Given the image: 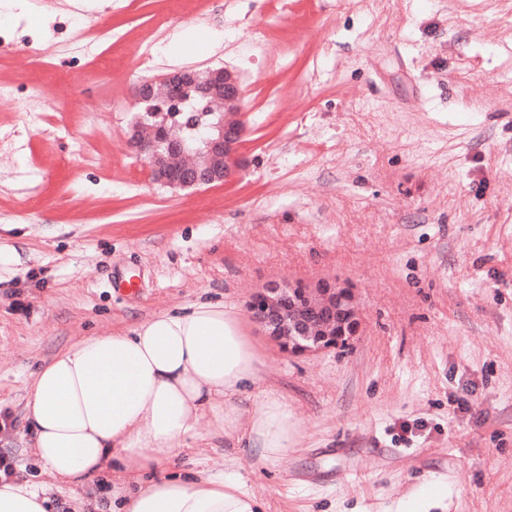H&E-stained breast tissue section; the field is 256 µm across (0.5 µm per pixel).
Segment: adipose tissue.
<instances>
[{"instance_id":"obj_1","label":"adipose tissue","mask_w":512,"mask_h":512,"mask_svg":"<svg viewBox=\"0 0 512 512\" xmlns=\"http://www.w3.org/2000/svg\"><path fill=\"white\" fill-rule=\"evenodd\" d=\"M262 358L243 316L202 302L160 313L127 332L87 336L35 375L26 403L31 446L62 484L78 488L118 461L134 484L114 490L117 512H259L241 476L164 471L194 440L200 413L237 430L240 403L260 378ZM294 439L288 406L267 395L247 447L273 461ZM28 482L0 483V512H47Z\"/></svg>"}]
</instances>
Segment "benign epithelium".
Segmentation results:
<instances>
[{
	"instance_id": "benign-epithelium-1",
	"label": "benign epithelium",
	"mask_w": 512,
	"mask_h": 512,
	"mask_svg": "<svg viewBox=\"0 0 512 512\" xmlns=\"http://www.w3.org/2000/svg\"><path fill=\"white\" fill-rule=\"evenodd\" d=\"M135 96L153 121L135 116L130 145L148 161L155 181L171 188H202L222 184L234 173L243 124L234 118L240 110L241 88L231 73L222 68L177 71L159 83H140ZM192 98L196 106L188 127L205 130L202 147L196 150L174 134L182 112L163 109ZM184 155L191 163H176ZM248 310L264 334L291 356L339 348L357 335L360 327L352 289L334 281L314 286L271 282L253 294Z\"/></svg>"
}]
</instances>
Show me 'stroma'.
Wrapping results in <instances>:
<instances>
[{"label": "stroma", "mask_w": 512, "mask_h": 512, "mask_svg": "<svg viewBox=\"0 0 512 512\" xmlns=\"http://www.w3.org/2000/svg\"><path fill=\"white\" fill-rule=\"evenodd\" d=\"M223 67L243 164L174 191L128 144L145 78ZM0 451L53 512H110L31 449L35 373L79 339L273 281L352 288L346 347L249 331L296 432L275 461L198 419L174 471H235L262 512H512V0H43L0 11ZM132 277L137 292L117 288ZM445 496L440 489L430 492L421 502L406 501L398 505L395 512H432L434 508H444Z\"/></svg>", "instance_id": "1"}]
</instances>
